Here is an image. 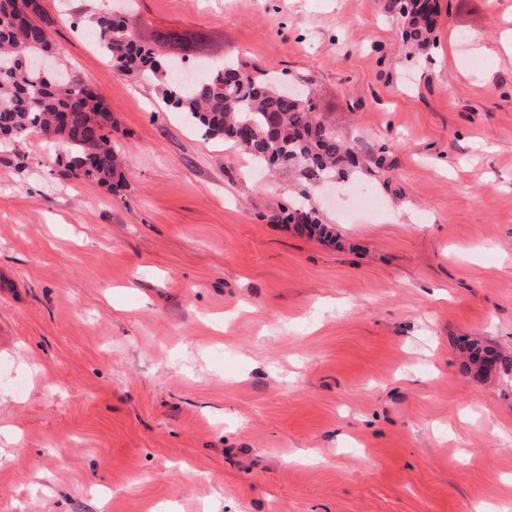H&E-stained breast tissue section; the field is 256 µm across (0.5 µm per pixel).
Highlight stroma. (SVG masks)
<instances>
[{"label": "stroma", "mask_w": 512, "mask_h": 512, "mask_svg": "<svg viewBox=\"0 0 512 512\" xmlns=\"http://www.w3.org/2000/svg\"><path fill=\"white\" fill-rule=\"evenodd\" d=\"M56 59L112 110L115 190L0 142V512H512V0H437L404 45L383 0H135L127 30L309 86L385 155L320 204L203 139L44 0ZM319 213V210L309 203V205L300 206L294 210H291L288 212L284 211L283 214H286L285 216H279V221H286L288 223L293 224H303L306 226L310 232H314L320 236H323L324 238H328L330 236V232L327 230L326 227L321 225V222L319 220V217L317 216ZM458 348L462 353L467 354V360L462 363L464 372L471 371L472 367L484 374H490L499 368L512 371V359L501 355L494 347L478 338H460Z\"/></svg>", "instance_id": "1"}]
</instances>
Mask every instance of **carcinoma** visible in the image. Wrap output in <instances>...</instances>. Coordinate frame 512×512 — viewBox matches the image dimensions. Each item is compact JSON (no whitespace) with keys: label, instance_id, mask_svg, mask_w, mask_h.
Segmentation results:
<instances>
[{"label":"carcinoma","instance_id":"1","mask_svg":"<svg viewBox=\"0 0 512 512\" xmlns=\"http://www.w3.org/2000/svg\"><path fill=\"white\" fill-rule=\"evenodd\" d=\"M22 4L0 0V140L21 142L36 136L64 153V168L73 176L112 188L121 161L112 148V110L92 87L73 77L59 79L29 65L49 54L51 18L20 27ZM385 12L402 28L403 39L420 49L434 43L437 0H385ZM96 51L118 71L148 81L162 80L165 100L185 114L207 139L231 142L250 158L270 167L294 171L307 187L332 180L349 181L371 168L357 147L336 136L316 113L311 92H285L272 78L256 76L242 65L202 55L209 42L202 33L166 60L139 44L122 20L108 10L90 20ZM203 65L208 76L189 85L175 78L186 62ZM319 210L312 204L286 212L280 221L302 224L328 237ZM458 348L467 354L465 372L512 371V359L478 338L464 337Z\"/></svg>","mask_w":512,"mask_h":512}]
</instances>
